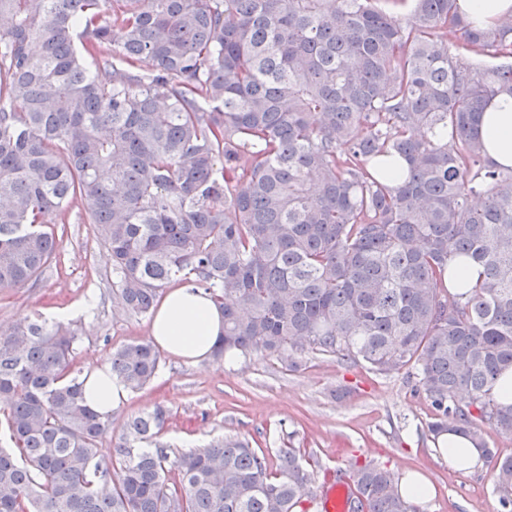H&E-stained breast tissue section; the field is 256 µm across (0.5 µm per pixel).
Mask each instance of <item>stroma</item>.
Listing matches in <instances>:
<instances>
[{
    "instance_id": "35a3bbf8",
    "label": "stroma",
    "mask_w": 512,
    "mask_h": 512,
    "mask_svg": "<svg viewBox=\"0 0 512 512\" xmlns=\"http://www.w3.org/2000/svg\"><path fill=\"white\" fill-rule=\"evenodd\" d=\"M82 213L76 203L50 214L56 259L36 285L0 289L1 330L37 312L55 319L73 311L80 336L70 363L75 374L107 363L111 350L148 340L150 325L117 313L109 255ZM294 360L290 366L255 353L194 364L163 354L150 386L113 409L112 433L100 441L98 460L112 462L114 438L128 417L160 404L170 413L160 441L175 454L218 438L248 440L271 458L278 449L297 448L318 487L371 462L399 479L421 475L430 494L416 501L418 512H499L490 468L457 470L437 453L427 431L433 409L415 373L383 375L312 353Z\"/></svg>"
}]
</instances>
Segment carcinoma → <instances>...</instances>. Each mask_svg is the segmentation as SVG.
Masks as SVG:
<instances>
[{"instance_id": "obj_1", "label": "carcinoma", "mask_w": 512, "mask_h": 512, "mask_svg": "<svg viewBox=\"0 0 512 512\" xmlns=\"http://www.w3.org/2000/svg\"><path fill=\"white\" fill-rule=\"evenodd\" d=\"M1 14V289L38 281L57 248L45 215L79 201L119 312L151 316L182 282L224 315L217 361L416 368L428 431L471 440L512 512V456L484 438L512 434L494 396L512 367V167L477 135L512 96V14L487 29L458 0H0ZM468 261L481 277L455 292ZM77 340L45 318L0 336V512H299L316 498L298 448L278 449L274 473L246 441L171 456L161 406L127 419L119 467L102 466L112 419L71 376ZM161 363L128 343L109 372L139 391ZM352 478L348 512H415L389 471Z\"/></svg>"}]
</instances>
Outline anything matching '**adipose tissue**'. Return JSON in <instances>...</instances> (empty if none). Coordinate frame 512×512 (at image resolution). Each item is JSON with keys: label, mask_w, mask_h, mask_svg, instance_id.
<instances>
[{"label": "adipose tissue", "mask_w": 512, "mask_h": 512, "mask_svg": "<svg viewBox=\"0 0 512 512\" xmlns=\"http://www.w3.org/2000/svg\"><path fill=\"white\" fill-rule=\"evenodd\" d=\"M479 135L492 162L512 165V98L502 97L483 114ZM223 330L219 308L203 292L186 286L165 297L151 321L149 334L166 352L197 363L209 358ZM84 379L83 396L101 414H110L128 394L104 366H88Z\"/></svg>", "instance_id": "1"}]
</instances>
